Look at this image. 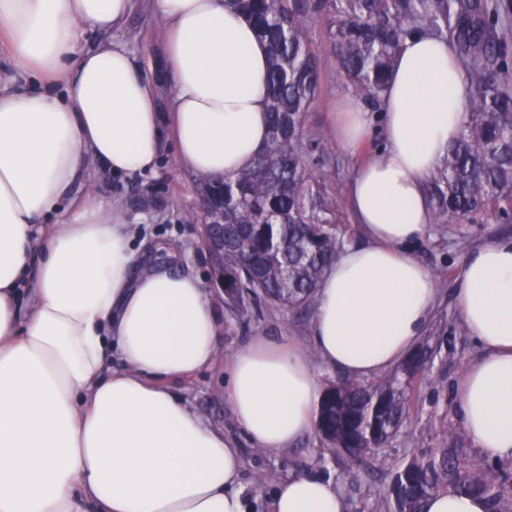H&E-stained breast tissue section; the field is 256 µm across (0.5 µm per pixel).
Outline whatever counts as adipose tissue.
Returning a JSON list of instances; mask_svg holds the SVG:
<instances>
[{
    "label": "adipose tissue",
    "instance_id": "adipose-tissue-1",
    "mask_svg": "<svg viewBox=\"0 0 512 512\" xmlns=\"http://www.w3.org/2000/svg\"><path fill=\"white\" fill-rule=\"evenodd\" d=\"M143 4L162 22L166 119L112 38ZM87 24L107 35L90 49ZM268 74L224 0H0V512H249L237 448L165 385L218 358L209 294L140 266L123 207L92 183L155 172L167 149L201 178L246 169L268 140ZM466 100L452 44L423 28L402 39L379 112L340 102L339 145L381 140L346 190L367 241L323 273L309 345L258 336L232 356L224 395L258 447L312 432L310 355L369 380L415 347L437 288L407 246L433 222L427 183ZM455 305L481 347L457 389L463 426L481 461L512 462V240L466 254ZM271 508L347 512L319 475L281 481Z\"/></svg>",
    "mask_w": 512,
    "mask_h": 512
}]
</instances>
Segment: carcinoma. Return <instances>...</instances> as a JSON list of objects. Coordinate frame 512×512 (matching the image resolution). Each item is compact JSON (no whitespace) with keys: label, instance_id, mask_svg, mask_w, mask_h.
Listing matches in <instances>:
<instances>
[{"label":"carcinoma","instance_id":"1","mask_svg":"<svg viewBox=\"0 0 512 512\" xmlns=\"http://www.w3.org/2000/svg\"><path fill=\"white\" fill-rule=\"evenodd\" d=\"M254 22L270 56L269 141L242 172L222 177L224 275L245 278L246 296L284 309L310 304L336 256V236L317 223L300 144L304 115L317 94L320 68L307 40L322 0H228ZM443 20L468 77V112L458 140L430 178L437 217L461 224L495 211L512 217V0H345L329 19L336 64L358 91L377 96L407 26ZM416 350L391 375L347 378L323 396L316 432L333 455L357 459L385 446L410 414L408 390L422 373ZM462 448H432L403 463L382 464L391 476L395 512H423L433 494L487 496L494 509L512 500V482L489 479Z\"/></svg>","mask_w":512,"mask_h":512}]
</instances>
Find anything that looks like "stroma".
Here are the masks:
<instances>
[{
    "instance_id": "1",
    "label": "stroma",
    "mask_w": 512,
    "mask_h": 512,
    "mask_svg": "<svg viewBox=\"0 0 512 512\" xmlns=\"http://www.w3.org/2000/svg\"><path fill=\"white\" fill-rule=\"evenodd\" d=\"M339 2L324 0L321 16L308 27L309 41L320 64V86L305 114L302 151L308 185L318 202L319 221L335 225L337 244L343 247L363 240L361 227L347 206L345 190L355 169L375 145L370 142L351 151L339 146L332 135L333 112L338 102L354 92L336 67L328 32V20L335 15ZM160 29L159 18L142 10L130 17L121 37L148 76L158 108L164 112L168 109L171 84ZM201 183V178L184 170L173 154L167 153L156 173L126 181L107 178L96 186L102 200L122 202L148 258L165 257L167 248H177L182 255L180 270L199 277L213 300L222 328L220 357L214 366L193 377L173 381V388L236 443L243 459L241 482L253 512H271L279 483L289 476L309 473L331 480L346 498L349 512H390L391 479L380 458L365 455L352 464L343 457L331 458L324 454L314 433L292 447L271 451L255 446L237 424L224 396V370L229 358L252 337L260 335L309 343L314 309L308 306L283 310L260 300L241 314L225 303L224 293L215 282L212 256L202 239ZM490 237L511 240L512 222L491 214L477 216L466 224L436 221L426 236L411 247L413 257L436 276L438 294L421 336L428 345V368L409 393V419L391 439L385 455L406 461L427 448H462L469 460L477 458L461 423L456 388L480 349L457 313L454 290L467 252Z\"/></svg>"
}]
</instances>
